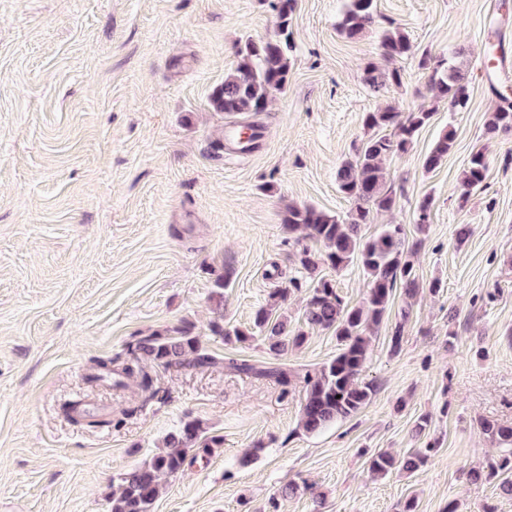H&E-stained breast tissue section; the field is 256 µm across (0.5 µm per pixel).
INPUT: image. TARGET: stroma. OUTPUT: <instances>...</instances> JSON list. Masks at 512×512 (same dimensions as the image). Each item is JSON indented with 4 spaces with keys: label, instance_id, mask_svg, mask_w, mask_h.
Listing matches in <instances>:
<instances>
[{
    "label": "stroma",
    "instance_id": "35a3bbf8",
    "mask_svg": "<svg viewBox=\"0 0 512 512\" xmlns=\"http://www.w3.org/2000/svg\"><path fill=\"white\" fill-rule=\"evenodd\" d=\"M347 0H297L288 87L265 111L260 149H223L229 118L210 104L240 62L246 39L277 31L270 0H0V512H109L120 473L160 452L190 417L223 436L207 464L169 478L154 512H512V496L472 483L469 469L498 459L479 427L512 425V131L486 133L493 86L512 87V11L503 0H376L374 23L340 31ZM397 27L412 55L402 82L372 91L380 37ZM460 58L470 100H436L421 55ZM429 109L434 119L387 164L397 205L372 213L364 236L403 225L421 240V285L398 353L394 314L376 329L363 375L376 391L354 417L309 435L298 427L300 383L230 371L234 358L312 369L334 357L332 332L310 331L277 356L263 342L227 343L210 323L251 325L274 291L303 289L276 312L299 326L313 281L283 218L288 205L340 217L351 203L336 170L369 131L365 113ZM455 145L434 171L424 156L443 130ZM489 169L460 202L473 150ZM431 198V222L415 213ZM470 234L458 241L456 232ZM228 288L216 296L215 281ZM192 325L217 359L198 370L94 381L99 361L126 362L137 340ZM115 418L73 422L68 406ZM429 417L415 433L419 417ZM437 441L416 473L368 470L381 450L400 455Z\"/></svg>",
    "mask_w": 512,
    "mask_h": 512
}]
</instances>
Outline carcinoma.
<instances>
[{"label":"carcinoma","instance_id":"1","mask_svg":"<svg viewBox=\"0 0 512 512\" xmlns=\"http://www.w3.org/2000/svg\"><path fill=\"white\" fill-rule=\"evenodd\" d=\"M375 0H348L341 24L342 32L349 38L360 35L374 22ZM296 0H273L278 24L275 37L255 41L248 39L239 49L241 63L236 71L225 76L224 84L210 96L212 107L227 115L263 112L275 92H283L288 85L289 54L293 50L290 24ZM381 56L387 61L403 59L411 54L409 38L397 28L384 32L380 42ZM419 67L430 71L429 83L437 97L448 102V107L460 112L467 107L468 93L465 74L456 64L439 60L432 62L428 56L419 61ZM364 81L374 90L387 83L401 84L398 69H381L377 66L365 70ZM434 117L430 111L420 110L402 114L393 107L368 112L364 125L379 133L367 138L354 158L343 162L337 170L339 191L353 202L351 211L344 218L317 211L310 207L290 206L284 224L288 231H299L302 237L320 244L324 251L318 255L303 249L300 254L302 268L315 272L326 266L336 272L350 263L358 262L367 275L366 297L355 306L346 304L339 295L333 279L320 277L309 295L303 312V323L310 329L334 333L339 343L338 353L323 365L299 373L282 367H259L245 360L230 361L229 368L244 375L271 378L288 387L291 381L302 384L305 393L300 428L315 434L326 427L354 416L375 393L373 383L362 379L367 361L370 333L385 318L390 302L397 292L410 300L420 290L415 269V255L421 241L409 242L401 224H386L374 237L366 239L361 226L367 223L371 209L390 212L396 204L395 195L386 188L384 164L406 153L417 132ZM487 131L496 133L512 131V101L504 99L489 113ZM455 143V132L448 129L435 142L423 160V168L431 171L448 157ZM488 171L486 155L477 150L472 153L463 173V194L481 187ZM413 304L408 302L398 310L391 336V352L401 347L405 325L412 316ZM212 332L231 342L245 344L260 337L273 352L283 353L290 346H299L306 339V332L293 330L288 322L275 316L273 307H262L255 313L252 326L232 330L215 322ZM150 363L157 368L171 366L207 368L216 363L199 336L191 328L182 327L168 331H154L138 339L134 359L121 369H113L100 362L102 373L94 376H118L115 385L120 387V377H140L145 391L152 389V377L144 369ZM484 434L504 449L501 461L488 468L468 472L472 482L496 484L512 495V426L500 425L489 420L480 423ZM224 439L208 431L201 420L187 419L163 440V451L137 468L121 475L116 489L109 496V512H154L155 502L163 488L162 479L174 476L188 464L204 459L222 447ZM438 451L436 443H427L406 456L398 458L379 451L369 460V470L384 478L396 469L407 473L417 472L429 457Z\"/></svg>","mask_w":512,"mask_h":512}]
</instances>
